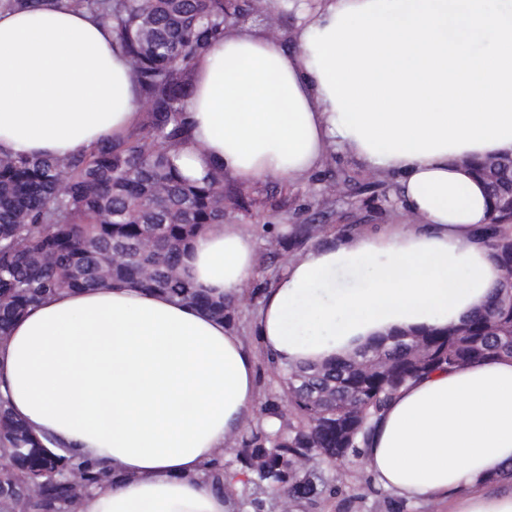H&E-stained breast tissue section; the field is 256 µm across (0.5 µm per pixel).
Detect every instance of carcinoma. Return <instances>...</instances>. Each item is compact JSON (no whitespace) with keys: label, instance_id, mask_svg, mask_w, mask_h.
Masks as SVG:
<instances>
[{"label":"carcinoma","instance_id":"1","mask_svg":"<svg viewBox=\"0 0 512 512\" xmlns=\"http://www.w3.org/2000/svg\"><path fill=\"white\" fill-rule=\"evenodd\" d=\"M112 26L139 91L140 120L79 155H0V341L31 306L104 282L159 290L239 328L232 302L200 293L181 258L207 224H222L228 207L248 211L244 192L215 172L184 178L174 156L188 139L185 100L195 70L231 27L268 13L266 0H70ZM492 202L485 242L512 273V157L471 164ZM324 224H295L274 240L281 265ZM512 356V283L461 326L400 333L329 365L281 366L261 354L264 398L259 417L234 437L207 478L234 512H276L283 494L301 512H323L341 488L322 471L354 464L371 421L407 381L434 370ZM0 512H67L69 482L101 480L89 462L47 449L8 402L0 400Z\"/></svg>","mask_w":512,"mask_h":512}]
</instances>
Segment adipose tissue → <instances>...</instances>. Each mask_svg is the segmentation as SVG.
<instances>
[{
  "mask_svg": "<svg viewBox=\"0 0 512 512\" xmlns=\"http://www.w3.org/2000/svg\"><path fill=\"white\" fill-rule=\"evenodd\" d=\"M366 0H267L294 11L297 50L250 32L200 62L185 101L190 142L175 157L199 180L314 172L345 150L393 176L408 220L310 242L270 282L257 312L280 365L326 363L397 332L443 329L484 309L501 271L479 235L490 219L465 161L512 142L427 157H375L341 127L306 37ZM138 94L110 28L68 0L0 9V154L67 156L137 122ZM216 297L259 276L255 240L210 224L184 258ZM255 359L237 331L197 307L131 285L76 290L31 307L0 343V396L55 452L109 478L80 512H230L204 480L256 401ZM378 487L448 512H512V357L440 369L391 397L362 450Z\"/></svg>",
  "mask_w": 512,
  "mask_h": 512,
  "instance_id": "adipose-tissue-1",
  "label": "adipose tissue"
}]
</instances>
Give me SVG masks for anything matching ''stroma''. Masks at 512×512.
Instances as JSON below:
<instances>
[{
    "label": "stroma",
    "mask_w": 512,
    "mask_h": 512,
    "mask_svg": "<svg viewBox=\"0 0 512 512\" xmlns=\"http://www.w3.org/2000/svg\"><path fill=\"white\" fill-rule=\"evenodd\" d=\"M338 192L323 196L328 184ZM246 193L256 199L252 216L228 215L231 224L244 225L255 238L257 263H264L274 234L288 233L295 224H323L330 233L341 234L344 225L378 227L400 224L405 215L400 209L394 179L362 169L343 151L328 155L313 174L298 179L261 178L247 185ZM354 465L336 471L338 480L353 487L352 502L336 500L330 512H388L380 494L367 491L355 480Z\"/></svg>",
    "instance_id": "1"
}]
</instances>
